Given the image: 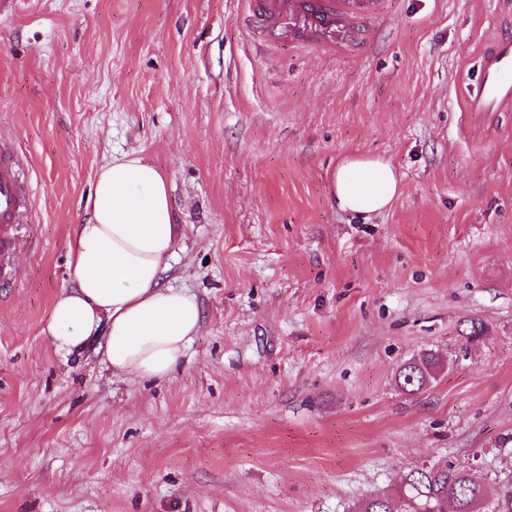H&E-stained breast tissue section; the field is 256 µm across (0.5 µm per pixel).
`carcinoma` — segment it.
<instances>
[{"label": "carcinoma", "instance_id": "cac0c4a2", "mask_svg": "<svg viewBox=\"0 0 512 512\" xmlns=\"http://www.w3.org/2000/svg\"><path fill=\"white\" fill-rule=\"evenodd\" d=\"M437 368L438 359L432 352L401 365L397 371L400 387L409 393L422 390ZM448 502L456 512H512V488L489 500L469 471L444 463L409 470L396 487L368 496L358 512H439Z\"/></svg>", "mask_w": 512, "mask_h": 512}]
</instances>
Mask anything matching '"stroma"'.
<instances>
[{
    "label": "stroma",
    "instance_id": "obj_1",
    "mask_svg": "<svg viewBox=\"0 0 512 512\" xmlns=\"http://www.w3.org/2000/svg\"><path fill=\"white\" fill-rule=\"evenodd\" d=\"M246 8L0 14V137L34 197L0 282V512H355L444 462L512 484V112L465 109L512 0H396L342 55L249 34ZM132 152L182 226L163 281L202 309L164 380L43 333L96 177ZM351 154L396 167L384 212L337 209ZM425 350L443 368L405 394Z\"/></svg>",
    "mask_w": 512,
    "mask_h": 512
}]
</instances>
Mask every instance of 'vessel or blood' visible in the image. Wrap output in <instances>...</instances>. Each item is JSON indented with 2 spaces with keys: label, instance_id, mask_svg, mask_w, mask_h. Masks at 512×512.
I'll list each match as a JSON object with an SVG mask.
<instances>
[{
  "label": "vessel or blood",
  "instance_id": "1",
  "mask_svg": "<svg viewBox=\"0 0 512 512\" xmlns=\"http://www.w3.org/2000/svg\"><path fill=\"white\" fill-rule=\"evenodd\" d=\"M256 27H286L315 49L349 51L386 15L391 0H251ZM470 112H512V37L493 39L467 105ZM33 207L32 194L12 145L0 141V275L10 274V249L18 224Z\"/></svg>",
  "mask_w": 512,
  "mask_h": 512
}]
</instances>
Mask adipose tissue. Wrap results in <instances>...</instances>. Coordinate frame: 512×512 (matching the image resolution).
<instances>
[{
	"mask_svg": "<svg viewBox=\"0 0 512 512\" xmlns=\"http://www.w3.org/2000/svg\"><path fill=\"white\" fill-rule=\"evenodd\" d=\"M339 210L383 211L400 191L387 160L344 158L331 178ZM181 227L164 177L134 153L99 173L92 213L68 242L71 285L55 297L44 329L58 351L97 346L105 361L137 378L163 379L181 362L201 311L195 297L165 285Z\"/></svg>",
	"mask_w": 512,
	"mask_h": 512,
	"instance_id": "ef3b65f1",
	"label": "adipose tissue"
}]
</instances>
